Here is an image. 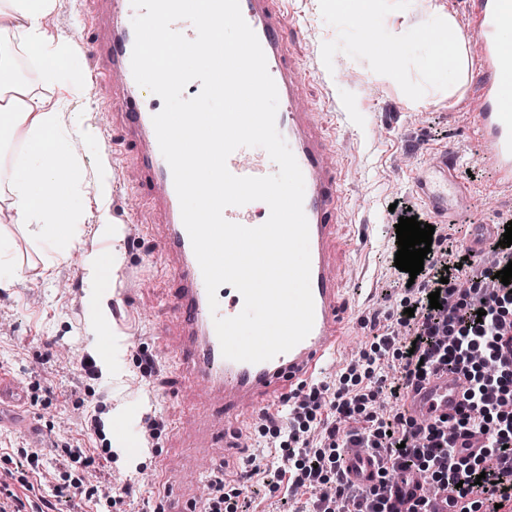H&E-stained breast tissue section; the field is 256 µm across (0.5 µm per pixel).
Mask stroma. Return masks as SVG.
<instances>
[{
	"label": "stroma",
	"mask_w": 512,
	"mask_h": 512,
	"mask_svg": "<svg viewBox=\"0 0 512 512\" xmlns=\"http://www.w3.org/2000/svg\"><path fill=\"white\" fill-rule=\"evenodd\" d=\"M280 5L301 26L300 34L286 38L285 51L309 73L301 86L302 98L322 113L330 131L329 146L345 175L339 234L347 249L340 276L349 325L336 363L316 382L327 403L322 413L330 415L328 403L341 385L340 376L353 365L361 372L372 370L373 376L350 386V393L374 392L375 411L390 418L401 406L389 392L400 376V362L394 348H379L377 338L389 333L401 339L410 330L399 323L409 294L392 263L393 217L387 204L402 198L421 205L412 189L414 173L445 147L457 150L458 172L477 167L479 147L468 100L477 63L469 61L464 81L452 91L421 69L417 45L397 52L392 61L373 57L363 52L355 21L325 9L321 0H281ZM466 9L467 0H407L397 13L379 4L376 33L385 41L391 29L413 31L436 14L458 21ZM97 25L94 0H57L43 22L47 36L55 40L76 39L94 32ZM393 62L398 75L391 78L386 70ZM84 88L80 117L97 135L77 153L84 193L80 238L44 278L38 243L17 224L0 226L10 238V253L19 267L9 286L0 288V367L10 370L27 393V408L44 430L41 466L35 471L26 458L30 440L0 427V484L20 495L44 497L45 512H167L157 455L176 446L195 457L208 478L223 477L230 491L237 471L257 465L249 489L237 499V512H303L307 497L277 484L273 476L271 463L280 440L267 422L236 430L241 448L234 470L225 473L212 465L220 449L203 453L196 439L173 432L179 421L192 428L196 414L179 390L173 360L159 353L172 330L165 302L170 270L158 243L161 217L138 189L141 168L127 147L123 121L104 99L92 95V83ZM106 166L112 169L114 222L128 217L138 221L122 243L126 259L107 298L112 327L126 348L124 367L117 374L95 360L97 339L88 326L82 269L83 254L101 244L92 187L97 171ZM453 209L454 217L439 223L438 229L460 249L473 225L512 218V191L492 190L486 177L471 181L464 200ZM133 409L140 412L138 427L157 423L142 464L122 458L109 440L113 414ZM92 419L97 422L93 428L88 425ZM69 446L87 449L94 464L78 461L59 467ZM103 483L112 487L111 502H88L87 494ZM59 486L68 487V494L56 495Z\"/></svg>",
	"instance_id": "1"
}]
</instances>
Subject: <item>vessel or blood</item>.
Here are the masks:
<instances>
[{
	"mask_svg": "<svg viewBox=\"0 0 512 512\" xmlns=\"http://www.w3.org/2000/svg\"><path fill=\"white\" fill-rule=\"evenodd\" d=\"M278 0H240L242 15L257 35L268 71L278 90L276 126L294 154L304 176V212L309 223L311 290L314 325L310 334L290 351L272 360L250 364L225 359L213 319L229 318L243 308L241 294L232 286L217 291L218 310L210 312L207 292L189 235L183 225L171 168L163 157L152 124L162 109L158 96L134 80L131 55L134 30L130 0H99V29L78 42L79 53L89 59L110 58L107 71L93 70L96 84H109L108 104L125 120L140 160V190L164 215L160 250L173 271L174 288L166 298L180 326L167 348L180 361L186 397L196 409L206 410L210 421L237 426L260 410L283 406L305 391L338 356L347 326L346 304L338 275L336 229L344 199V175L327 150L325 127L318 113L308 111L300 95L303 72L287 60L283 50L285 31L295 28L292 16L277 6ZM357 20L362 49L381 52L375 24L365 15ZM512 0H469L463 32L470 42L478 70L472 99L475 133L483 149L482 162L495 174L496 188H512ZM458 158L445 149L429 167L415 172L413 188L436 217L447 218L448 200L463 196L464 183L456 174ZM237 176H260L247 148L234 151L227 160ZM226 220L247 227L269 217L268 206L255 201L224 211ZM465 382L463 375L439 371L413 381L404 399V410L414 420L447 419L459 410ZM173 449L158 456V473L176 504L174 512H199L192 486L178 481L172 472ZM352 474L371 482L377 469L363 449L350 455Z\"/></svg>",
	"mask_w": 512,
	"mask_h": 512,
	"instance_id": "obj_1",
	"label": "vessel or blood"
}]
</instances>
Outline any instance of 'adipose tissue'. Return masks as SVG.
Here are the masks:
<instances>
[{
  "label": "adipose tissue",
  "mask_w": 512,
  "mask_h": 512,
  "mask_svg": "<svg viewBox=\"0 0 512 512\" xmlns=\"http://www.w3.org/2000/svg\"><path fill=\"white\" fill-rule=\"evenodd\" d=\"M54 5L55 0H0V145H8L18 136L24 142L23 159L0 158V197L9 201L16 223L45 244L42 270L46 273L68 257L80 235L83 199L71 144L96 136L95 129L81 121L67 129L61 125L62 111L78 107L83 87L74 76L68 42L49 40L42 28L43 18ZM17 44L35 59L42 82L62 87V94L42 97L17 83L10 52ZM420 65L430 77L458 85L468 65L465 39L456 28H449L447 45L426 48ZM94 192L99 203L98 233L112 242L111 266L117 269L124 263L125 253L120 246L121 227L113 223L108 208L112 181L107 171H99ZM82 266L91 324L98 330L109 321L101 296L99 254L85 253Z\"/></svg>",
  "instance_id": "obj_1"
}]
</instances>
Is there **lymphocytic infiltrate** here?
I'll use <instances>...</instances> for the list:
<instances>
[{"mask_svg": "<svg viewBox=\"0 0 512 512\" xmlns=\"http://www.w3.org/2000/svg\"><path fill=\"white\" fill-rule=\"evenodd\" d=\"M441 235H434L424 269L416 281L411 306L413 315H401L403 325L412 327L399 358L401 383L392 387L402 397L411 378L434 371L462 373L467 386L457 415L450 421L415 424L404 415L385 421L368 413V395L348 396L337 390L331 402L339 417L365 415L362 433L340 441L335 424L324 427V445L310 449L304 433L322 407L318 388L288 401V424L276 427L281 437L282 460L292 463L289 486L310 484L322 492L311 512H398L393 501L395 483L411 484L425 478L432 495H419L412 512H431L432 496H440L445 512H455L457 485L470 494L469 512H496L497 505L512 503V318L503 311L512 305V287L495 282L494 275L512 261V246L493 245L496 263L481 268L464 252L457 261L445 264ZM439 292L440 306H429L428 296ZM481 436L482 447L463 454L459 439ZM368 448L380 457L377 482L368 489L355 486L344 455L345 446Z\"/></svg>", "mask_w": 512, "mask_h": 512, "instance_id": "f902f5d3", "label": "lymphocytic infiltrate"}]
</instances>
